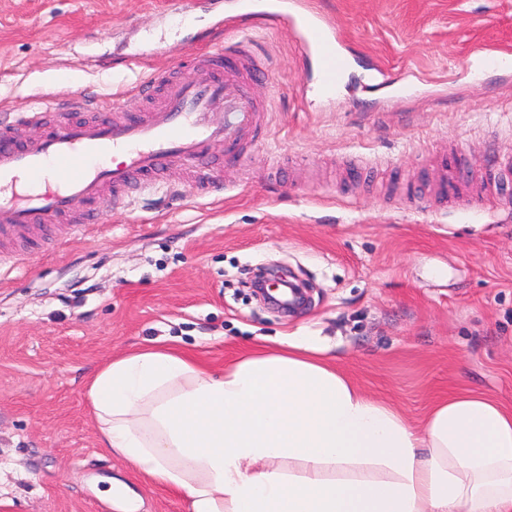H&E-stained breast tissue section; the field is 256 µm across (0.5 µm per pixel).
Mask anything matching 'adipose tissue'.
Listing matches in <instances>:
<instances>
[{"label":"adipose tissue","instance_id":"obj_1","mask_svg":"<svg viewBox=\"0 0 512 512\" xmlns=\"http://www.w3.org/2000/svg\"><path fill=\"white\" fill-rule=\"evenodd\" d=\"M86 397L100 447L187 512H512L511 407L452 393L412 426L308 336L219 371L149 346Z\"/></svg>","mask_w":512,"mask_h":512}]
</instances>
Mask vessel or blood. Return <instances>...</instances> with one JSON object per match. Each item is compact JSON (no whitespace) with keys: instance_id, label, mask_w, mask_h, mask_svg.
<instances>
[{"instance_id":"1","label":"vessel or blood","mask_w":512,"mask_h":512,"mask_svg":"<svg viewBox=\"0 0 512 512\" xmlns=\"http://www.w3.org/2000/svg\"><path fill=\"white\" fill-rule=\"evenodd\" d=\"M304 0H275L266 21L274 25L301 16L304 43L314 54L322 90L335 92L346 66L341 38L332 22L306 15ZM267 70L254 52L241 49L200 56L190 78L163 71L140 91L152 104L140 115H127L115 100L72 99L17 114L15 125L40 129L32 144L0 139V239L16 240L31 229L52 231L77 215H90L108 196L124 202L153 185L170 165L195 164L212 148L234 150L262 127L259 102L244 88ZM123 154L112 164L114 154ZM454 166L440 161L435 200L453 207L459 194Z\"/></svg>"}]
</instances>
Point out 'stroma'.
<instances>
[{"label":"stroma","mask_w":512,"mask_h":512,"mask_svg":"<svg viewBox=\"0 0 512 512\" xmlns=\"http://www.w3.org/2000/svg\"><path fill=\"white\" fill-rule=\"evenodd\" d=\"M191 0H0V111L45 97L121 99L155 70L190 77L213 49L248 42L269 67L270 116L221 187L175 164L157 190L103 198L93 224L0 244V512H101L112 480L140 512H186L97 442L86 383L110 357L172 344L219 369L280 339L312 336L366 392L418 422L451 389L512 406V184L436 208L441 158L462 174L512 151V0H309L343 36L348 64L319 90L298 29L224 30ZM278 266L308 303L289 315L247 282Z\"/></svg>","instance_id":"stroma-1"}]
</instances>
